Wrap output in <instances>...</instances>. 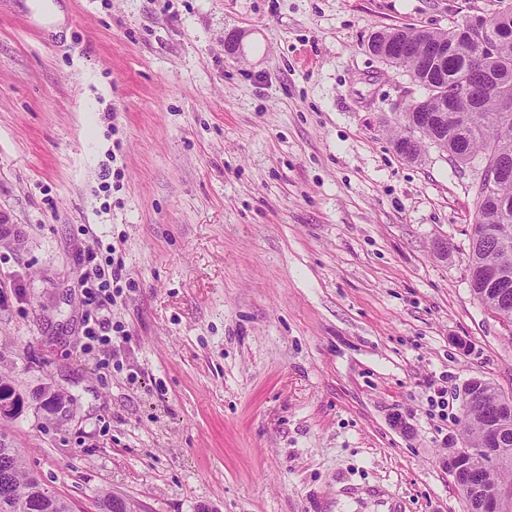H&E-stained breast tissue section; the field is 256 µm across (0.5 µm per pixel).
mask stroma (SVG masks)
Wrapping results in <instances>:
<instances>
[{
	"label": "stroma",
	"mask_w": 512,
	"mask_h": 512,
	"mask_svg": "<svg viewBox=\"0 0 512 512\" xmlns=\"http://www.w3.org/2000/svg\"><path fill=\"white\" fill-rule=\"evenodd\" d=\"M500 8L0 0V373L25 401L0 434L48 488L75 512H466L462 390L512 396V334L469 286L474 170L397 151L425 91L367 41ZM112 245L131 286L99 308Z\"/></svg>",
	"instance_id": "obj_1"
}]
</instances>
